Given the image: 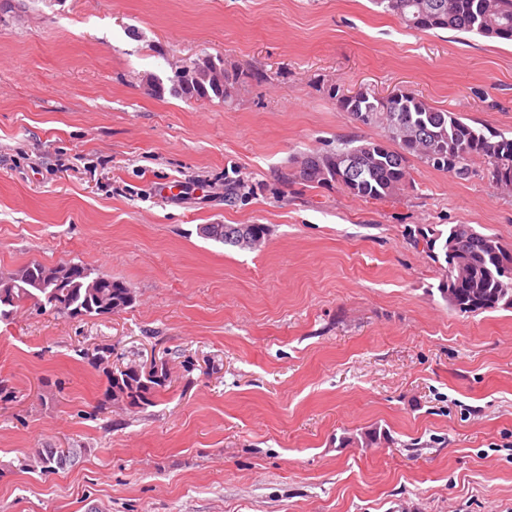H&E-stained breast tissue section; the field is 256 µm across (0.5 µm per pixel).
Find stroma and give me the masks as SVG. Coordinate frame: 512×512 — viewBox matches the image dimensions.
<instances>
[{"instance_id": "stroma-1", "label": "stroma", "mask_w": 512, "mask_h": 512, "mask_svg": "<svg viewBox=\"0 0 512 512\" xmlns=\"http://www.w3.org/2000/svg\"><path fill=\"white\" fill-rule=\"evenodd\" d=\"M204 55L269 80L148 91ZM332 84L512 135L511 43L370 0H0V273L78 262L135 296L0 322V512H512V308L452 311L418 244L469 224L512 248V190L414 158L383 201L295 178L381 137ZM205 224L269 235L240 250ZM95 354L169 382L109 403ZM371 427L388 441L358 447ZM82 448H42L33 459L29 461L33 464H27L33 468H40L43 473H54L58 469H64L66 466L74 462L75 459L81 456ZM65 463L60 466L61 461ZM69 463V464H68ZM64 466V467H63Z\"/></svg>"}]
</instances>
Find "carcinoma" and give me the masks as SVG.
Here are the masks:
<instances>
[{"label":"carcinoma","instance_id":"1","mask_svg":"<svg viewBox=\"0 0 512 512\" xmlns=\"http://www.w3.org/2000/svg\"><path fill=\"white\" fill-rule=\"evenodd\" d=\"M387 13L397 16L407 26L419 31L455 30L478 34L500 41H512V0H372ZM192 81L180 78L178 66L168 78L171 92L187 100H232L236 85H261L269 75L262 69L246 73L224 70V60L209 56L189 63ZM342 112L365 126L381 128L385 139L356 143L351 139L343 146L307 155L300 164L299 178L312 184L337 187L365 200H383L409 183V157H416L428 167L444 171L459 180L476 175L475 160L484 162L489 180L500 186H512V137L492 132L485 135L452 112L429 106L410 91H400L383 103L376 96L358 93L338 99V89H328ZM397 144L392 148L387 141ZM357 159L356 176L343 181L349 156ZM203 236L226 246L247 249L255 238L267 237L264 224H208ZM445 240H440V237ZM442 241H454L462 261L444 267L441 290L453 296L448 306L459 314H474L497 308L512 307V249L494 235L480 233L468 224H454L447 235L437 234L427 241L434 250ZM65 264L28 265L29 279L20 281L15 274L0 275V321L7 320L26 304L46 309L69 319L107 315L99 303L102 294H110L112 305L120 312L134 302L124 282L96 275L82 263L73 264V273L63 274ZM106 398L121 396L129 407L137 409L154 403L160 389L166 387V368L148 377L136 371L132 363L119 370L106 371ZM83 452L81 448H43L31 459L43 473L60 469V462L71 463Z\"/></svg>","mask_w":512,"mask_h":512}]
</instances>
